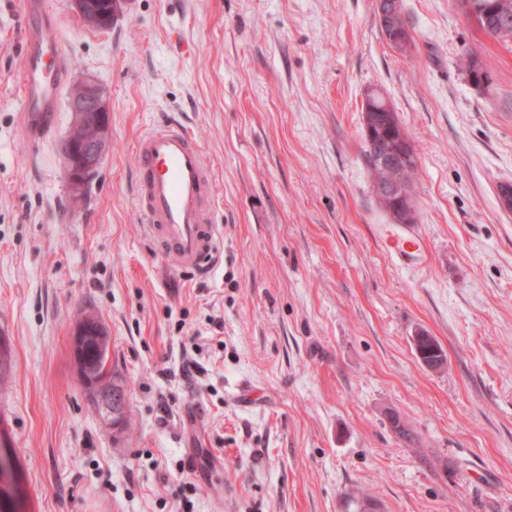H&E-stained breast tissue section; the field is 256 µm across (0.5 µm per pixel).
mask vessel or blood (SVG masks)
<instances>
[{
	"instance_id": "vessel-or-blood-1",
	"label": "vessel or blood",
	"mask_w": 512,
	"mask_h": 512,
	"mask_svg": "<svg viewBox=\"0 0 512 512\" xmlns=\"http://www.w3.org/2000/svg\"><path fill=\"white\" fill-rule=\"evenodd\" d=\"M20 130L26 146L54 126L68 76L61 31L47 0H23ZM136 198L162 261L177 271L207 269L224 238L215 217V175L202 145L179 120L153 123L136 143ZM384 243L400 262L413 259L421 239L413 230L387 233Z\"/></svg>"
}]
</instances>
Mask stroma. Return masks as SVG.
<instances>
[{"mask_svg": "<svg viewBox=\"0 0 512 512\" xmlns=\"http://www.w3.org/2000/svg\"><path fill=\"white\" fill-rule=\"evenodd\" d=\"M70 78L109 93L82 201L51 134L17 135L21 0H0V389L19 512H512V42L461 0H128L110 28L47 0ZM478 60L489 82L477 86ZM381 91L418 158L424 260L401 266L364 155ZM175 113L216 175L220 258L166 267L136 203L135 141ZM93 311L127 388L113 433L72 362ZM447 355L419 361L418 333ZM224 465L209 466L212 454ZM400 1V9L398 0H377L376 1V14L379 25L386 37V39L392 44V46L399 50L405 51L408 49V35L409 27L406 23V17L403 13L402 0ZM401 22V25H400ZM410 36V32H409Z\"/></svg>", "mask_w": 512, "mask_h": 512, "instance_id": "stroma-1", "label": "stroma"}]
</instances>
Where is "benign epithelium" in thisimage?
I'll return each mask as SVG.
<instances>
[{"mask_svg": "<svg viewBox=\"0 0 512 512\" xmlns=\"http://www.w3.org/2000/svg\"><path fill=\"white\" fill-rule=\"evenodd\" d=\"M74 8L84 21L102 27L109 22L112 10L120 0H73ZM379 25L392 46L408 49V35L400 25L398 0H376ZM363 129L365 144L376 165L372 179L374 197L393 224L416 222V208L410 186L400 174L416 166V155L411 151L409 138L392 112L387 98L379 92L365 96ZM71 124L64 138L61 152L65 161L71 194L82 197L103 165L110 150V106L106 91L96 80L85 74L78 79L69 99ZM95 339L99 351H104V325L94 315H87L73 331V340ZM88 401L96 408L104 423L118 431L123 426L127 404L125 389L108 379L92 383L78 375ZM8 444L0 440V485L13 477L10 457L5 452Z\"/></svg>", "mask_w": 512, "mask_h": 512, "instance_id": "1", "label": "benign epithelium"}]
</instances>
